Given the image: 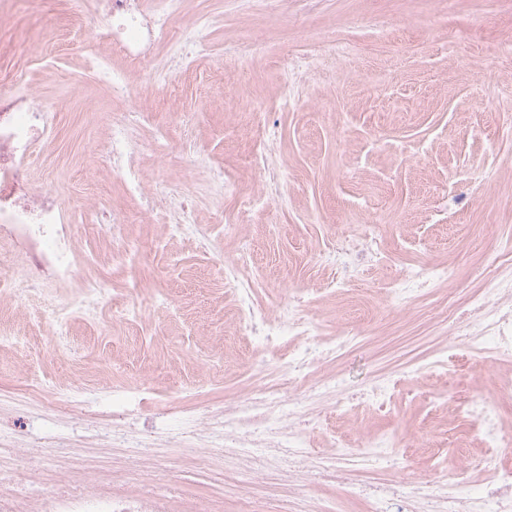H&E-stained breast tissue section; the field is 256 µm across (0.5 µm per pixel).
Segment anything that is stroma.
I'll return each mask as SVG.
<instances>
[{
	"mask_svg": "<svg viewBox=\"0 0 512 512\" xmlns=\"http://www.w3.org/2000/svg\"><path fill=\"white\" fill-rule=\"evenodd\" d=\"M202 15L211 18L206 56L175 94L152 92L139 104L167 143L162 158L145 149L143 164L195 198L212 236L207 248L137 217L136 201L99 162L113 104L84 68L95 38L79 32L66 0L26 7L0 28V77L28 65L33 90L56 116L54 135L38 148L37 183L56 190L73 214L90 201L135 213L126 229L130 257L116 259L102 231L78 230L73 245L85 275L129 290L143 312L118 321L101 304L76 315L67 349L55 354L44 342L42 308L0 298L9 325L34 339L29 348H0V431L20 445L61 431L96 465L110 467L114 455L97 420L72 417L29 390L33 375L104 394L151 382L142 414L126 421L145 433L165 426L162 406L198 411L250 384L251 341L224 322L232 303L224 260L239 239L224 233L228 216L244 215L241 237L252 244L263 299L279 301L286 278L322 332L365 331L366 345L337 363L354 387L446 346L435 307L449 292L461 297L478 286L483 264L512 236V0H183L177 22ZM31 43L57 53L28 61ZM291 58L305 66L285 107L279 64ZM266 143L270 165L285 169L280 197L272 210L248 211L258 188L249 159ZM192 154L234 180L221 203L210 199L204 171L186 165ZM348 224L379 225L387 261L342 294L330 286L335 270L317 257L335 249ZM415 265L448 268L454 283L392 311L384 290ZM456 374L459 388L485 391L496 378H512V361L477 354ZM446 391L444 373L425 372L398 382L382 413L356 406L338 414L324 403L312 445L360 429L412 434L420 444L401 461L423 477L432 463L423 444L431 440H445L452 461L463 450L512 462V447H482L453 405L428 404L427 395ZM162 468L181 493L223 496L224 512H234L221 466L167 459Z\"/></svg>",
	"mask_w": 512,
	"mask_h": 512,
	"instance_id": "stroma-1",
	"label": "stroma"
}]
</instances>
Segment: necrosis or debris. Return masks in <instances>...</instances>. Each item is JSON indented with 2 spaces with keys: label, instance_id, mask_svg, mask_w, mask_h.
Masks as SVG:
<instances>
[{
  "label": "necrosis or debris",
  "instance_id": "4bbe7bcc",
  "mask_svg": "<svg viewBox=\"0 0 512 512\" xmlns=\"http://www.w3.org/2000/svg\"><path fill=\"white\" fill-rule=\"evenodd\" d=\"M182 2L75 0V15L126 61L124 69L116 70L110 54L97 52L85 59L86 68L117 104L104 164L143 199L147 218L162 220L171 235L197 238L202 230L195 205L177 186L151 178L140 164L144 146L159 153L163 145L157 138L145 142L138 97L146 89H168L188 58L206 51L202 33L211 20L203 16L193 25L176 27ZM26 81L23 71L0 81V295L20 306L40 293L48 311V347L55 352L67 340L70 317L91 304L110 305L119 318L129 312L126 296L110 280L82 277L79 257L70 246L76 221L111 228L120 236L129 215L122 208L92 204L76 218L54 191L35 185L32 168L39 144L50 136L51 111L36 92H18ZM378 236V226H349L335 250L324 255V262L340 273L337 287H346L377 261ZM247 264L244 250L225 262L224 286L234 296L236 329L254 341L251 366L258 382L210 405L204 415H179V431L173 435H147L113 422L112 445L125 452L119 485L108 469L96 471L90 484L63 478L50 485L38 480L18 484L12 463L24 451L1 435L0 512H224L223 501L187 498L163 480L156 466V451L162 447L208 465L222 456L225 480L242 493L240 512H261L254 490L266 485L281 489L283 512H336L334 502L315 501L312 489L319 483L364 500L367 512H512V465L494 459L461 466L438 454L433 480L421 482L400 464L401 440L385 431L361 430L354 441L334 442L324 451L312 448L308 437L320 423V396L336 393L340 410L361 402L382 411L394 397L396 377L385 373L351 390L333 365L344 350L358 346V332L320 337L293 302L262 301L257 282L245 273ZM511 268L510 242L485 267V288L462 303L449 297L438 312L454 350H437L425 364L409 365L408 373L447 370L467 354L512 357V280L501 275ZM447 279L444 269L410 268L393 280L385 301L394 308L405 306ZM61 286L70 289L63 298L57 295ZM506 408H512V379L470 396L466 413L484 447L512 446L498 427Z\"/></svg>",
  "mask_w": 512,
  "mask_h": 512
}]
</instances>
